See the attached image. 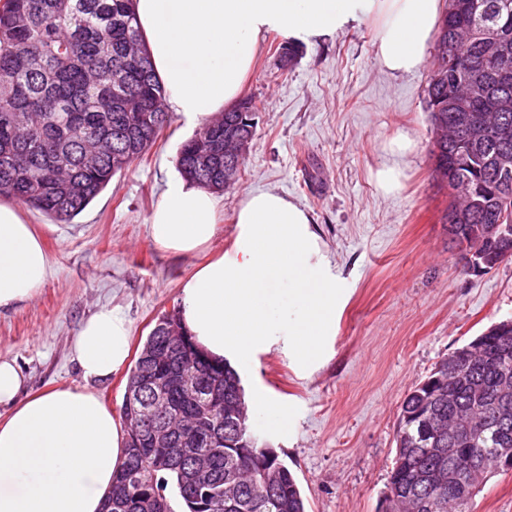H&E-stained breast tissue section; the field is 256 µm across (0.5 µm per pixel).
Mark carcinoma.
<instances>
[{"label":"carcinoma","mask_w":512,"mask_h":512,"mask_svg":"<svg viewBox=\"0 0 512 512\" xmlns=\"http://www.w3.org/2000/svg\"><path fill=\"white\" fill-rule=\"evenodd\" d=\"M502 0H448L439 24L435 64L427 89L435 172L453 206L471 200L470 221L459 234L463 251L492 252L488 224L512 223V191L498 183L494 154H512V138L471 149L448 130L463 114L471 121L500 120L494 102L512 97V82L494 79L512 58L486 56L482 33L494 29L512 40V11ZM470 23L471 38L455 40L451 29ZM474 72L486 77L487 98L466 109L448 108V94ZM166 91L157 79L136 24L134 0H0V196L68 222L83 212L112 178L122 173L168 124ZM243 132L238 113L224 112L184 142L178 157L183 179L222 192L224 139ZM185 330L177 312L159 316L142 348H164L160 362L135 361L127 387L149 396L147 379L170 372L187 380L172 391L166 418L181 423L175 441L186 456L157 468L159 451L147 447L148 429L128 434L127 453L113 478L102 512H144L145 500L162 496L169 512H307L295 474L272 448H251L245 390L227 361L198 359V348L173 344L168 334ZM495 352L477 355L452 372L442 360L400 406L396 454L390 472L392 512H474L478 484L499 473L494 451L512 450V327L492 336ZM463 449L466 468L442 449ZM196 455L211 460V483L197 489L185 472ZM251 468L253 484L234 505L219 507L224 475Z\"/></svg>","instance_id":"carcinoma-1"}]
</instances>
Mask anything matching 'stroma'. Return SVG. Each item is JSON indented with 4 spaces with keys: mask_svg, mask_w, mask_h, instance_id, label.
Listing matches in <instances>:
<instances>
[{
    "mask_svg": "<svg viewBox=\"0 0 512 512\" xmlns=\"http://www.w3.org/2000/svg\"><path fill=\"white\" fill-rule=\"evenodd\" d=\"M383 34L367 16L304 46L286 69L277 51L284 35H264L243 91L258 108L256 134L240 179L218 197L223 219L202 253L173 255L149 234L148 217L178 178L179 147L193 133L175 112L155 144L71 222L24 208L49 272L34 298L0 313V358L16 361L25 393L86 388L119 411L129 370L86 382L70 356L81 322L119 309L137 358L157 317L180 309L184 281L231 249L242 193L277 190L311 212L343 300L312 370L296 368L279 347L240 359L246 393L266 401L250 422L294 472L308 512H379L405 395L455 348L512 316V261L466 274L448 237V189L431 156L433 64L405 76L383 72L374 53ZM402 133L415 148L402 189L387 196L371 172ZM475 512H512V471L482 485Z\"/></svg>",
    "mask_w": 512,
    "mask_h": 512,
    "instance_id": "stroma-1",
    "label": "stroma"
}]
</instances>
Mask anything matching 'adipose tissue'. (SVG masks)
<instances>
[{
    "label": "adipose tissue",
    "instance_id": "obj_1",
    "mask_svg": "<svg viewBox=\"0 0 512 512\" xmlns=\"http://www.w3.org/2000/svg\"><path fill=\"white\" fill-rule=\"evenodd\" d=\"M137 24L166 106L194 126L220 116L242 94L261 36L271 30L311 44L376 15L385 30L375 47L382 70L408 75L424 64L442 0H136ZM401 135L373 178L395 193ZM219 203L184 179L171 181L151 211V238L176 255L205 248L216 234ZM230 251L198 267L181 288V319L209 353L235 360L283 344L289 358L316 354L336 322V274L307 209L274 190L243 193ZM48 259L18 205L0 202V311L34 297ZM128 324L104 308L81 325L71 355L84 379L103 381L129 356ZM24 377L0 359V512H101L125 457L118 418L89 390L57 388L21 397Z\"/></svg>",
    "mask_w": 512,
    "mask_h": 512
}]
</instances>
